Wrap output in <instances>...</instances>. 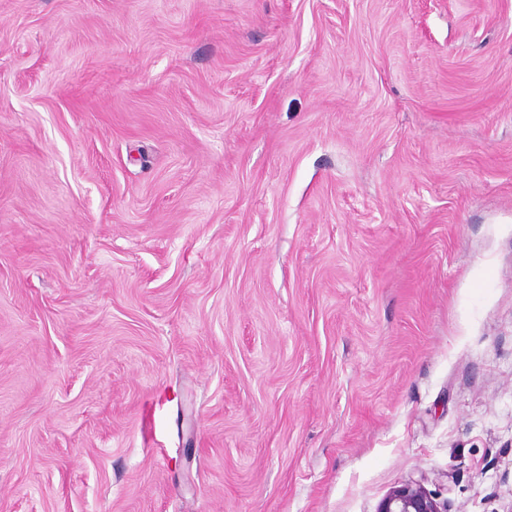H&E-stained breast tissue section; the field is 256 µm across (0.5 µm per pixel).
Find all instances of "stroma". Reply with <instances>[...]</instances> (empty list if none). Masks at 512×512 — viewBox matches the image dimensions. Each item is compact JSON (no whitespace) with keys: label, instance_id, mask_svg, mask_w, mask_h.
Masks as SVG:
<instances>
[{"label":"stroma","instance_id":"35a3bbf8","mask_svg":"<svg viewBox=\"0 0 512 512\" xmlns=\"http://www.w3.org/2000/svg\"><path fill=\"white\" fill-rule=\"evenodd\" d=\"M512 512V0H0V512ZM425 477L393 488L378 504L376 512H448V505L431 497Z\"/></svg>","mask_w":512,"mask_h":512}]
</instances>
